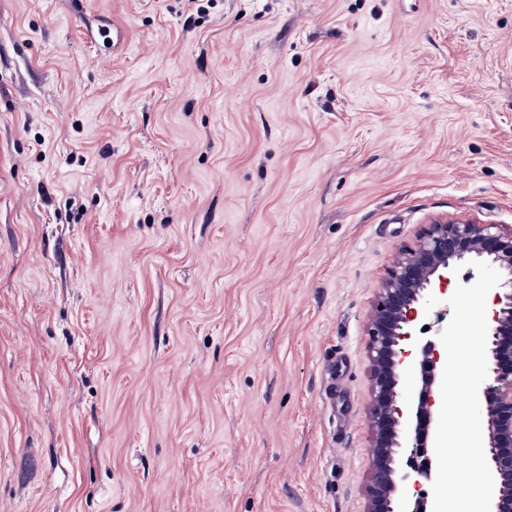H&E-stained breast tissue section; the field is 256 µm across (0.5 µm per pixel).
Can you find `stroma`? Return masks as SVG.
Masks as SVG:
<instances>
[{
	"label": "stroma",
	"instance_id": "obj_1",
	"mask_svg": "<svg viewBox=\"0 0 512 512\" xmlns=\"http://www.w3.org/2000/svg\"><path fill=\"white\" fill-rule=\"evenodd\" d=\"M441 218L512 225V0H0V512H366Z\"/></svg>",
	"mask_w": 512,
	"mask_h": 512
}]
</instances>
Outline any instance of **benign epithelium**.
<instances>
[{"instance_id":"obj_1","label":"benign epithelium","mask_w":512,"mask_h":512,"mask_svg":"<svg viewBox=\"0 0 512 512\" xmlns=\"http://www.w3.org/2000/svg\"><path fill=\"white\" fill-rule=\"evenodd\" d=\"M486 262L501 274L489 316L487 377L479 388L485 456L494 478L491 512H512V226L437 219L417 243L401 249L382 280L368 323L373 400L372 476L367 512H421L431 477L426 439L436 424L445 360L436 341L414 339L435 282L457 263ZM416 364L421 387L405 392L404 371Z\"/></svg>"}]
</instances>
